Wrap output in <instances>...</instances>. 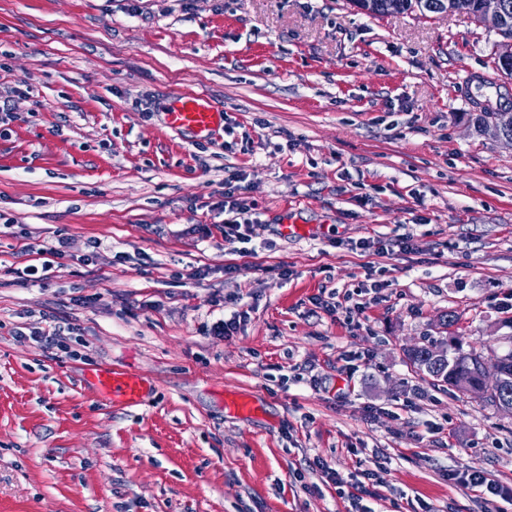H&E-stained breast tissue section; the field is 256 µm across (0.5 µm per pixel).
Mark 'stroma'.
I'll return each mask as SVG.
<instances>
[{"instance_id": "obj_1", "label": "stroma", "mask_w": 512, "mask_h": 512, "mask_svg": "<svg viewBox=\"0 0 512 512\" xmlns=\"http://www.w3.org/2000/svg\"><path fill=\"white\" fill-rule=\"evenodd\" d=\"M499 40L349 0H0V512H351L328 467L375 471L379 512H512L451 478L512 488V413L404 355L512 346V144L471 120L512 95ZM175 92L223 109L222 139L168 127ZM233 171L252 251L220 230ZM405 234L420 252L346 247ZM62 237L50 279L16 277ZM332 292L361 312L316 308ZM100 367L142 404L112 407ZM90 377L114 406L135 405L143 399L145 384L134 374L100 368L92 372Z\"/></svg>"}]
</instances>
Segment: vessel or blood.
Wrapping results in <instances>:
<instances>
[{
	"label": "vessel or blood",
	"mask_w": 512,
	"mask_h": 512,
	"mask_svg": "<svg viewBox=\"0 0 512 512\" xmlns=\"http://www.w3.org/2000/svg\"><path fill=\"white\" fill-rule=\"evenodd\" d=\"M165 115L170 128L191 131L197 139L204 141L212 139L224 128L223 110L200 94H172ZM91 377L112 405H135L143 399L145 384L134 374L100 368L92 372Z\"/></svg>",
	"instance_id": "vessel-or-blood-1"
}]
</instances>
